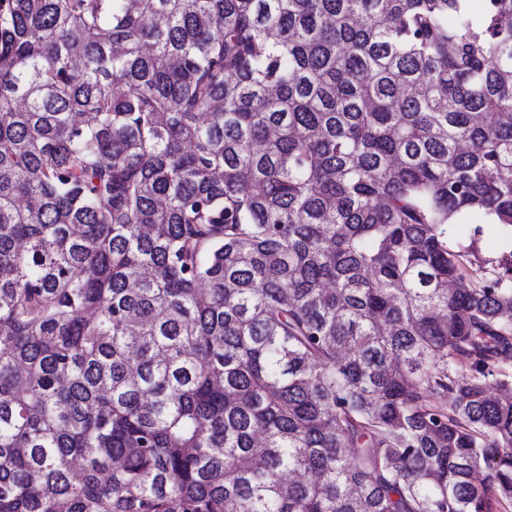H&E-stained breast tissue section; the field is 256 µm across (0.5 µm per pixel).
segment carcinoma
Returning a JSON list of instances; mask_svg holds the SVG:
<instances>
[{
  "label": "carcinoma",
  "instance_id": "carcinoma-1",
  "mask_svg": "<svg viewBox=\"0 0 512 512\" xmlns=\"http://www.w3.org/2000/svg\"><path fill=\"white\" fill-rule=\"evenodd\" d=\"M486 225L512 0H0V512L512 504Z\"/></svg>",
  "mask_w": 512,
  "mask_h": 512
}]
</instances>
